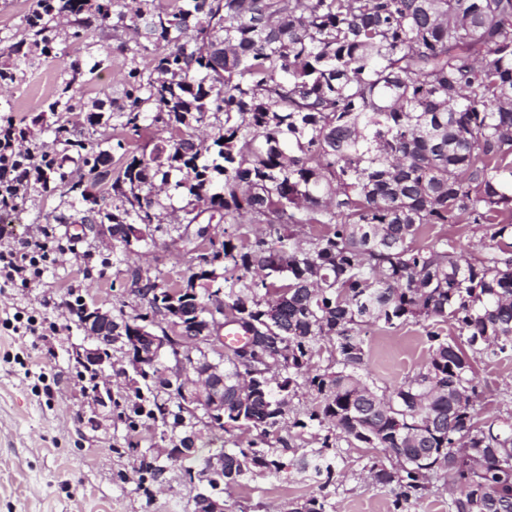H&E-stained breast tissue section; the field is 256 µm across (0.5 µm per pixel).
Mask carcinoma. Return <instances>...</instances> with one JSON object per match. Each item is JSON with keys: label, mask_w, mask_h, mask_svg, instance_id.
Masks as SVG:
<instances>
[{"label": "carcinoma", "mask_w": 512, "mask_h": 512, "mask_svg": "<svg viewBox=\"0 0 512 512\" xmlns=\"http://www.w3.org/2000/svg\"><path fill=\"white\" fill-rule=\"evenodd\" d=\"M32 0L16 31L0 37V88L27 83L56 58L57 40H90L91 62L61 68L32 126L15 122L0 95V209L59 183L75 212L62 224L127 227L116 240L184 244L178 280L131 272L133 312L112 315V346L128 367L110 397L128 431L159 430L166 459L189 483L220 495L258 473L299 466L325 489L336 449L382 448L391 465L367 463L394 512L449 487L448 512H512V423L482 422L474 356L512 355V0ZM144 32L142 66L121 97H77L112 57L117 27ZM109 112L136 134L162 122L149 154L112 171V148L69 126ZM53 135L34 161L25 143ZM62 146L58 151L55 146ZM257 224L254 237L183 238L184 224ZM483 229L482 257L448 249L437 224ZM252 334L215 353V315ZM185 324V364L222 366L224 417L213 428L247 429L246 448L224 469L189 452L201 438L181 387L149 356L144 329ZM448 323L461 341L427 332L429 358L414 375L380 386L363 372L365 328ZM336 356L322 369L323 341ZM171 349L172 353L179 351ZM313 396L307 420L288 422L289 398ZM324 432L298 456L300 434ZM117 453L139 461L138 489L165 470L152 448ZM293 512H335L328 495Z\"/></svg>", "instance_id": "obj_1"}]
</instances>
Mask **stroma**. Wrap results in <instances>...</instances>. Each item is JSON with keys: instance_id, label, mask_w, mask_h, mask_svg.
Segmentation results:
<instances>
[{"instance_id": "stroma-1", "label": "stroma", "mask_w": 512, "mask_h": 512, "mask_svg": "<svg viewBox=\"0 0 512 512\" xmlns=\"http://www.w3.org/2000/svg\"><path fill=\"white\" fill-rule=\"evenodd\" d=\"M143 41L134 30L115 31L113 44L127 49L113 51L107 70L83 86L85 98L106 92L120 97L130 51ZM55 78V68L47 66L13 90L16 120L31 123ZM63 193L60 187L36 191L17 211L0 214V251L25 244L48 254L30 286L0 287V512H192L195 490L179 464L168 463L153 500L137 491L138 461L124 453L125 442L154 448L159 439L148 423L127 432L113 421L111 407L99 405L88 381L79 379L73 358L84 339L70 311L78 298L107 308L134 304L131 269L173 280L187 273L189 258L181 244L163 237L129 263L116 262L105 227L59 223L67 210ZM31 317L45 327L56 324L58 334L37 343L15 334ZM364 340L366 369L382 386L412 375L428 358L421 323L371 329ZM476 370L484 389L481 419L512 420V357L477 364ZM382 455L378 448L338 449L330 496L336 512H393L391 496L365 470L369 459ZM318 493L306 473L291 467L275 477L254 476L226 493L224 512H289L293 503Z\"/></svg>"}]
</instances>
